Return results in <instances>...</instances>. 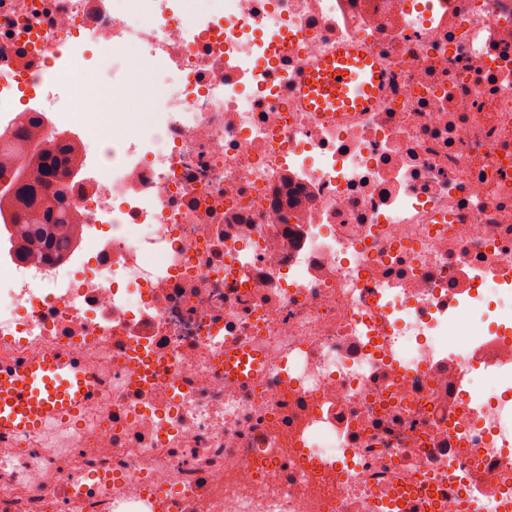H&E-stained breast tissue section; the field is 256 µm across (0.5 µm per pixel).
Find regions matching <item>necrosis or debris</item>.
<instances>
[{
    "label": "necrosis or debris",
    "instance_id": "necrosis-or-debris-1",
    "mask_svg": "<svg viewBox=\"0 0 512 512\" xmlns=\"http://www.w3.org/2000/svg\"><path fill=\"white\" fill-rule=\"evenodd\" d=\"M356 35L375 105L305 111ZM87 76L109 124L58 94ZM18 107L91 161L66 257L0 263V362L100 389L0 436V512H512V336L461 327L512 307V0H0Z\"/></svg>",
    "mask_w": 512,
    "mask_h": 512
}]
</instances>
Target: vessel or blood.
I'll return each instance as SVG.
<instances>
[{
    "label": "vessel or blood",
    "instance_id": "vessel-or-blood-1",
    "mask_svg": "<svg viewBox=\"0 0 512 512\" xmlns=\"http://www.w3.org/2000/svg\"><path fill=\"white\" fill-rule=\"evenodd\" d=\"M384 82L375 52L352 40L308 67L295 93L311 112H360L372 105ZM94 392V377L64 351L36 361L0 362V436L68 423Z\"/></svg>",
    "mask_w": 512,
    "mask_h": 512
}]
</instances>
